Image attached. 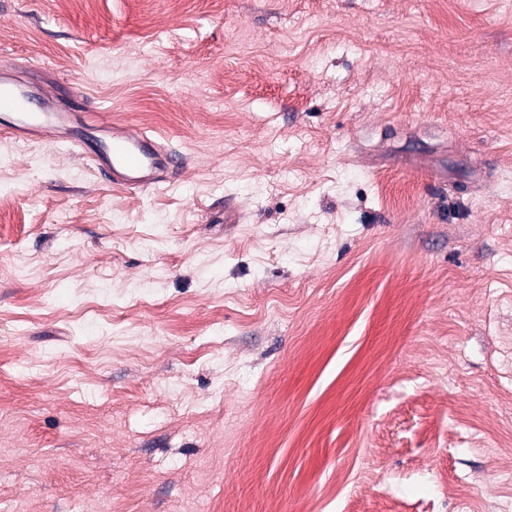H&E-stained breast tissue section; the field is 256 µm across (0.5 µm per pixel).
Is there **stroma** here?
Segmentation results:
<instances>
[{
  "mask_svg": "<svg viewBox=\"0 0 512 512\" xmlns=\"http://www.w3.org/2000/svg\"><path fill=\"white\" fill-rule=\"evenodd\" d=\"M161 136L0 132V512H512V0H0ZM81 97V96H79ZM82 100L83 124L74 129V112L57 109L41 84L18 79L12 64H0V128L19 139H38L72 146L89 155L113 186L128 189L157 187L183 164V156L165 149L158 138L145 131L112 125L103 112H88Z\"/></svg>",
  "mask_w": 512,
  "mask_h": 512,
  "instance_id": "stroma-1",
  "label": "stroma"
}]
</instances>
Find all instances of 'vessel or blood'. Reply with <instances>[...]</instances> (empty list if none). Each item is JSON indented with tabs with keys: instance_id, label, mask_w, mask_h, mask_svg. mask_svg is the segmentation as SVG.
Segmentation results:
<instances>
[{
	"instance_id": "1",
	"label": "vessel or blood",
	"mask_w": 512,
	"mask_h": 512,
	"mask_svg": "<svg viewBox=\"0 0 512 512\" xmlns=\"http://www.w3.org/2000/svg\"><path fill=\"white\" fill-rule=\"evenodd\" d=\"M0 129L19 139L61 142L89 155L112 185L128 189L158 186L164 172L183 164L150 133L112 125L101 112H87L81 126L57 109L41 84L17 78L10 62L0 63Z\"/></svg>"
}]
</instances>
